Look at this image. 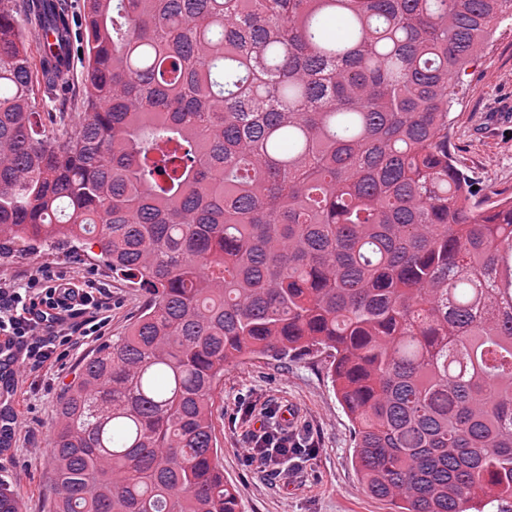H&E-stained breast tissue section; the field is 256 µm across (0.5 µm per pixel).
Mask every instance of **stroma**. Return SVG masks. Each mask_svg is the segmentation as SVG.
<instances>
[{
	"instance_id": "1",
	"label": "stroma",
	"mask_w": 512,
	"mask_h": 512,
	"mask_svg": "<svg viewBox=\"0 0 512 512\" xmlns=\"http://www.w3.org/2000/svg\"><path fill=\"white\" fill-rule=\"evenodd\" d=\"M448 139L458 167L471 179L477 201L512 198V17L503 16L491 40L453 86ZM79 288H97L109 302L100 336L78 341L67 355L24 375L13 387L8 414L23 428L0 452V483L19 494L23 512H45L51 478L52 426L57 401L82 362L102 342L122 335L146 295L124 277L69 247L0 251V283L26 281L39 269ZM294 408L288 433L308 441L312 453L288 461L282 476L259 460H246L252 435L269 410ZM213 425L224 478L238 492L241 512H395L391 502L367 494L354 459L353 424L327 375L323 358L248 356L227 368L212 395Z\"/></svg>"
}]
</instances>
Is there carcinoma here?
Segmentation results:
<instances>
[{
    "label": "carcinoma",
    "instance_id": "1",
    "mask_svg": "<svg viewBox=\"0 0 512 512\" xmlns=\"http://www.w3.org/2000/svg\"><path fill=\"white\" fill-rule=\"evenodd\" d=\"M21 14L56 37L37 64ZM505 14L83 0L77 26L0 0V243L96 248L149 297L59 397L51 512H240L212 393L246 355L314 353L368 493L512 512V199L479 209L448 150L452 83ZM38 75L80 105L61 138Z\"/></svg>",
    "mask_w": 512,
    "mask_h": 512
}]
</instances>
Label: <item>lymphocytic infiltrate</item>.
Wrapping results in <instances>:
<instances>
[{
	"instance_id": "f902f5d3",
	"label": "lymphocytic infiltrate",
	"mask_w": 512,
	"mask_h": 512,
	"mask_svg": "<svg viewBox=\"0 0 512 512\" xmlns=\"http://www.w3.org/2000/svg\"><path fill=\"white\" fill-rule=\"evenodd\" d=\"M105 307V298L61 279L45 286L36 277L23 284H0V337L17 347L19 371L35 372L57 360L60 348L99 335ZM301 448L283 424L254 433L245 456L262 459L278 471Z\"/></svg>"
}]
</instances>
